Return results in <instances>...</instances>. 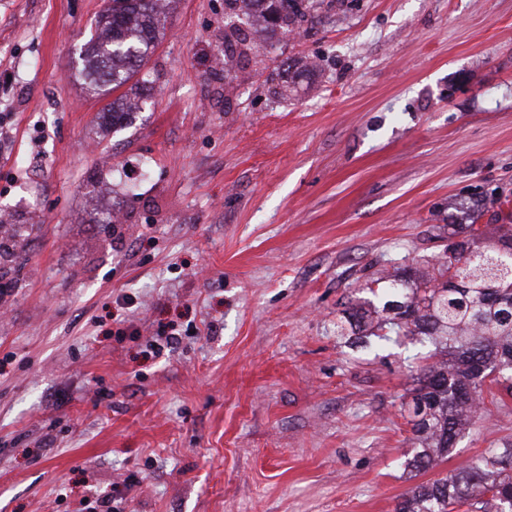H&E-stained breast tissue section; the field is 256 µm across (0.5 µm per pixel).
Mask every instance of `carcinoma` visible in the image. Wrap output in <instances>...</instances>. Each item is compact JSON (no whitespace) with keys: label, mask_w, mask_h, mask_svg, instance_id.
I'll return each mask as SVG.
<instances>
[{"label":"carcinoma","mask_w":512,"mask_h":512,"mask_svg":"<svg viewBox=\"0 0 512 512\" xmlns=\"http://www.w3.org/2000/svg\"><path fill=\"white\" fill-rule=\"evenodd\" d=\"M172 0H112L98 14L81 47L79 76L89 93L112 96L102 125L122 128L142 101L120 92L137 79L165 36ZM320 0H224V71L260 54L258 29L302 30L317 17ZM422 268L372 278V298L350 306L336 321L339 336L367 341L407 336L427 349L413 360L418 387L408 405L417 448L406 465L426 470L444 459L467 429L484 393L512 395V224L495 225L493 239L474 224ZM512 512V448L477 457L465 471L415 486L394 512Z\"/></svg>","instance_id":"carcinoma-1"}]
</instances>
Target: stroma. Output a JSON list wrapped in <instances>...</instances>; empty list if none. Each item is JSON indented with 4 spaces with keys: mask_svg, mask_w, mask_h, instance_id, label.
<instances>
[{
    "mask_svg": "<svg viewBox=\"0 0 512 512\" xmlns=\"http://www.w3.org/2000/svg\"><path fill=\"white\" fill-rule=\"evenodd\" d=\"M105 2L0 0V512H393L512 448L506 395L410 473L405 345L336 335L512 214V0H324L230 83L224 0H174L117 132L79 77Z\"/></svg>",
    "mask_w": 512,
    "mask_h": 512,
    "instance_id": "stroma-1",
    "label": "stroma"
}]
</instances>
